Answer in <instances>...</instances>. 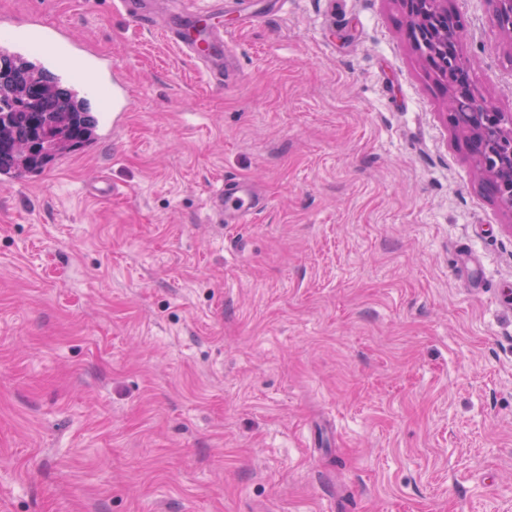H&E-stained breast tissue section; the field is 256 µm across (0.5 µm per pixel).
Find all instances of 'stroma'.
Listing matches in <instances>:
<instances>
[{
    "mask_svg": "<svg viewBox=\"0 0 512 512\" xmlns=\"http://www.w3.org/2000/svg\"><path fill=\"white\" fill-rule=\"evenodd\" d=\"M207 5L0 0L131 93L0 185V512H512V211L400 0H224L220 87L160 31ZM448 8L512 114V36ZM235 179L264 205L217 223Z\"/></svg>",
    "mask_w": 512,
    "mask_h": 512,
    "instance_id": "1",
    "label": "stroma"
}]
</instances>
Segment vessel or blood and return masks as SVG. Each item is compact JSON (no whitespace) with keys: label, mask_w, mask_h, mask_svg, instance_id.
I'll return each mask as SVG.
<instances>
[{"label":"vessel or blood","mask_w":512,"mask_h":512,"mask_svg":"<svg viewBox=\"0 0 512 512\" xmlns=\"http://www.w3.org/2000/svg\"><path fill=\"white\" fill-rule=\"evenodd\" d=\"M168 40L176 43L195 63L200 65L210 82L224 81V5L216 0L212 10L186 20L180 26L166 30ZM0 50L21 56L30 52L40 55L48 69L63 70L83 77L88 93L102 105H110L114 113L112 126L122 122L120 108L129 97L125 84L114 81V66L109 57L88 52L70 39L61 24L38 21H0ZM110 130L103 140H111ZM209 209L218 220L236 224L248 223L263 206L252 186L244 181L224 183L208 199Z\"/></svg>","instance_id":"vessel-or-blood-1"}]
</instances>
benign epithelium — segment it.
Wrapping results in <instances>:
<instances>
[{"mask_svg":"<svg viewBox=\"0 0 512 512\" xmlns=\"http://www.w3.org/2000/svg\"><path fill=\"white\" fill-rule=\"evenodd\" d=\"M492 2L491 23L512 35V0ZM401 3L408 19L417 26L427 24L431 16L441 21L439 37L430 46L422 45L419 53L448 95V104H454L464 90L460 83L448 80L440 64L441 57L456 52L459 20L448 11V0H401ZM469 95L475 97L478 112L457 114L453 126L463 134L470 152L476 157L485 191L512 210V115L498 111L472 88Z\"/></svg>","mask_w":512,"mask_h":512,"instance_id":"benign-epithelium-1","label":"benign epithelium"}]
</instances>
